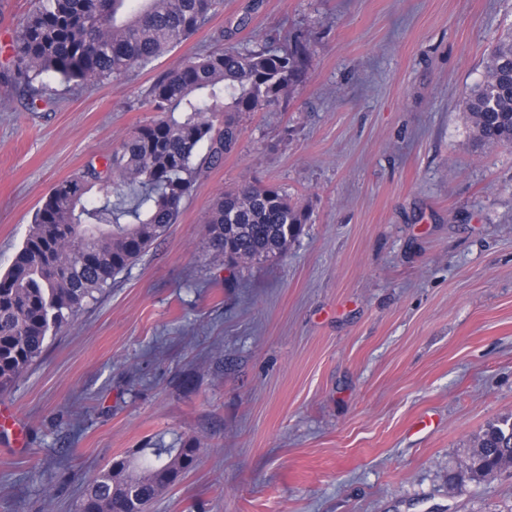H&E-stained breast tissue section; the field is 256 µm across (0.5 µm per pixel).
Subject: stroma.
<instances>
[{
	"instance_id": "stroma-1",
	"label": "stroma",
	"mask_w": 512,
	"mask_h": 512,
	"mask_svg": "<svg viewBox=\"0 0 512 512\" xmlns=\"http://www.w3.org/2000/svg\"><path fill=\"white\" fill-rule=\"evenodd\" d=\"M32 6L0 0V275L43 196L151 119L160 73L301 37L312 58L0 391L28 439H0V512H75L113 458L187 441L195 467L149 512H512V470L448 481L512 413V146L476 150L462 108L512 0H224L120 80L45 77L34 111L3 79ZM255 181L309 218L283 258L230 269L204 218Z\"/></svg>"
}]
</instances>
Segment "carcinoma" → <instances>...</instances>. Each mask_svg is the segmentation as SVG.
Returning <instances> with one entry per match:
<instances>
[{"label": "carcinoma", "mask_w": 512, "mask_h": 512, "mask_svg": "<svg viewBox=\"0 0 512 512\" xmlns=\"http://www.w3.org/2000/svg\"><path fill=\"white\" fill-rule=\"evenodd\" d=\"M224 0H39L14 31L11 84L35 105L36 84L119 80L186 41ZM311 59L304 38L286 48L214 51L159 74L148 91L155 116L105 158L57 183L41 200L29 234L0 276V389L38 359L60 329L177 222L198 173L224 160L247 112L286 107ZM477 149L512 144V37L488 52L483 79L464 98ZM206 153L199 155L200 146ZM98 186L104 204L86 199ZM305 211L272 186L246 184L219 196L206 215L213 258L273 261L306 223ZM200 448H152L134 471L124 459L86 487L76 512H147L195 465ZM512 467V415L476 437L453 483L480 482Z\"/></svg>", "instance_id": "cac0c4a2"}]
</instances>
